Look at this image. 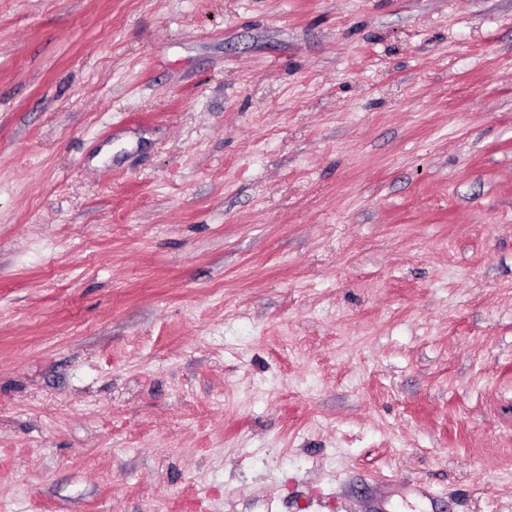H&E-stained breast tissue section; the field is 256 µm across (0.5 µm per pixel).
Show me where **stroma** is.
<instances>
[{
	"mask_svg": "<svg viewBox=\"0 0 512 512\" xmlns=\"http://www.w3.org/2000/svg\"><path fill=\"white\" fill-rule=\"evenodd\" d=\"M0 512H512V0H0Z\"/></svg>",
	"mask_w": 512,
	"mask_h": 512,
	"instance_id": "obj_1",
	"label": "stroma"
}]
</instances>
